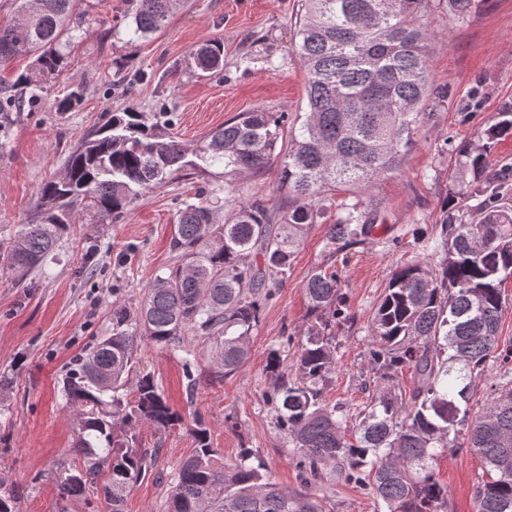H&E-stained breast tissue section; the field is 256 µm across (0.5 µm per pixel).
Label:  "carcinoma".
Wrapping results in <instances>:
<instances>
[{
  "mask_svg": "<svg viewBox=\"0 0 512 512\" xmlns=\"http://www.w3.org/2000/svg\"><path fill=\"white\" fill-rule=\"evenodd\" d=\"M432 0H303L294 24L292 51L306 71L307 111L284 132L283 115L265 109L241 112L193 151L167 133L170 118L126 110L109 119L72 151L64 175L41 188L43 215L0 252V266L21 282L68 235L70 208L83 202L105 218H122L133 200L184 171L222 166L231 173L277 167L288 205L242 201L215 219L209 204L177 212L170 250L176 263L144 289L137 306L112 307L111 328L62 378L66 407L76 415L73 446L81 463H61L52 479L61 497L100 487L110 512H125L128 494L144 469L137 428L165 430L178 421L149 373L127 390L134 357L147 343L180 350L189 390L206 363L217 378L246 361L250 333L262 303L283 282L308 228L324 217V195L369 188L399 171L421 127L432 87L427 60L429 29L421 18ZM477 0H448L454 18ZM183 0H130L127 33L147 40L160 31ZM76 0H16L17 17L0 24V63L33 57L31 71L0 87V131L25 94L34 97L62 72L65 42ZM223 48L208 41L191 53L195 67L218 75ZM512 136V101L505 102L478 136L456 150L454 195L440 227L444 256L432 268L396 269L371 319L369 363L384 382L414 369L410 400L382 387L349 423L338 405L321 402L317 385L336 358L325 315L344 314L336 272L319 270L306 284L310 310L323 322L310 325L298 349L294 377L280 356L268 363L276 383L266 394L277 426L299 451L305 482L331 469L346 482L368 485L384 512H446L448 488L434 474L444 449L455 448L457 426L467 425L468 448L479 455L487 478L476 486L475 512H512V378L491 404L471 414L470 393L488 361H512V346L498 349L502 284L512 277V204L501 186L487 184V160ZM193 154L196 160L187 159ZM486 184L485 199L468 204L470 189ZM376 216L360 202L328 225V242L350 243L368 234ZM200 338L193 349L184 335ZM195 448L177 469L167 512H324L309 490L274 482L244 448L226 463L211 447L197 419ZM105 481H100L103 472ZM16 490L0 482V512H17Z\"/></svg>",
  "mask_w": 512,
  "mask_h": 512,
  "instance_id": "carcinoma-1",
  "label": "carcinoma"
}]
</instances>
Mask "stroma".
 Returning <instances> with one entry per match:
<instances>
[{
	"instance_id": "obj_1",
	"label": "stroma",
	"mask_w": 512,
	"mask_h": 512,
	"mask_svg": "<svg viewBox=\"0 0 512 512\" xmlns=\"http://www.w3.org/2000/svg\"><path fill=\"white\" fill-rule=\"evenodd\" d=\"M129 7V0H77L71 21L77 33L65 69L37 102L14 113L0 145V244L37 223L41 187L62 175L68 153L107 113L167 107L175 114L171 135L191 148L241 112L265 108L291 121L303 116L305 72L290 47L301 0H185L146 41L129 40ZM428 20L429 70L447 98L426 111L398 173L326 199L324 220L309 228L281 288L262 305L246 363L223 379L201 373L191 389L179 353L139 348L137 370L151 373L182 421L166 430L139 426L146 468L126 512H166L176 469L194 450L189 428L197 419L225 462L248 448L281 486L307 485L295 466L297 450L278 430L263 396L275 382L270 356L293 365L314 322L304 288L316 270L337 272L345 302L343 318L329 326L336 368L322 396L353 413L369 402L377 387L367 365L373 312L397 267L439 263L455 149L476 141L501 104L512 101V0H478L459 20L449 19L445 0H432ZM207 40L224 47L222 77L190 65L191 51ZM247 54L256 61L246 68L240 60ZM73 90L81 92L80 102L58 111V100ZM276 181L273 168L238 175L215 166L149 190L116 222L77 206L54 262L22 285L0 270V375L12 379L10 411L0 419V481L19 490V512H108L99 493L64 499L50 479L69 459L77 435L76 416L60 391L62 374L104 335L113 304L139 300L155 275L173 265L169 243L179 208L219 198L229 211L255 197L275 206L281 199ZM229 182L236 194L226 193ZM356 200L376 214V226L359 244L336 249L327 242L328 224ZM436 474L448 487V512H473L484 476L480 457L470 448H453L441 454ZM307 486L325 512L379 508L369 487L333 475Z\"/></svg>"
}]
</instances>
